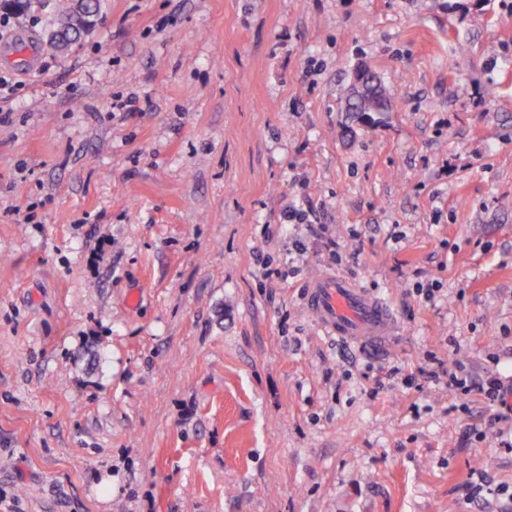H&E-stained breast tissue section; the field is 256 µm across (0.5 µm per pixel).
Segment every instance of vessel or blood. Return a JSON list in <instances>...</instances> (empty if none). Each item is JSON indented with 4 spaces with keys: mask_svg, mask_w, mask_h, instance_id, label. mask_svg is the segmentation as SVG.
I'll return each mask as SVG.
<instances>
[{
    "mask_svg": "<svg viewBox=\"0 0 512 512\" xmlns=\"http://www.w3.org/2000/svg\"><path fill=\"white\" fill-rule=\"evenodd\" d=\"M304 305L327 334L366 344L388 335L392 315L385 303L353 279L322 271L312 276Z\"/></svg>",
    "mask_w": 512,
    "mask_h": 512,
    "instance_id": "vessel-or-blood-1",
    "label": "vessel or blood"
}]
</instances>
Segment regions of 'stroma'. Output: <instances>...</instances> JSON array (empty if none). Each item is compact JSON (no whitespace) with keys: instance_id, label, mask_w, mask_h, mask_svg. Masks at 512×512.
I'll return each instance as SVG.
<instances>
[{"instance_id":"1","label":"stroma","mask_w":512,"mask_h":512,"mask_svg":"<svg viewBox=\"0 0 512 512\" xmlns=\"http://www.w3.org/2000/svg\"><path fill=\"white\" fill-rule=\"evenodd\" d=\"M52 20L0 36V512H512L501 409L446 374L512 388V0ZM319 270L389 336L325 334ZM303 299L331 336L366 344L389 334L392 315L385 303L349 277L320 271L308 280Z\"/></svg>"}]
</instances>
